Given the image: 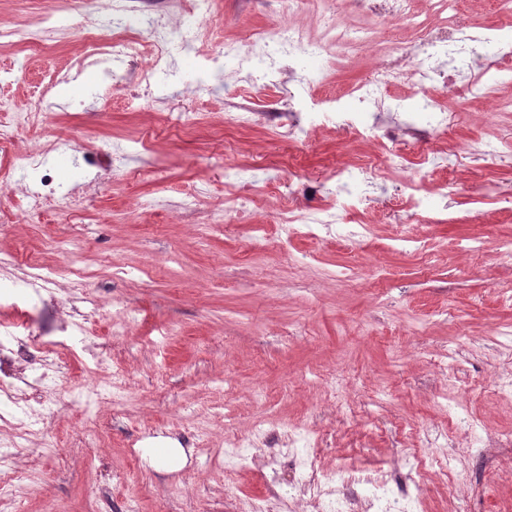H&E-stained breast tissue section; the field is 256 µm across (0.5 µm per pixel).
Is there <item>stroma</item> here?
Listing matches in <instances>:
<instances>
[{
  "label": "stroma",
  "mask_w": 512,
  "mask_h": 512,
  "mask_svg": "<svg viewBox=\"0 0 512 512\" xmlns=\"http://www.w3.org/2000/svg\"><path fill=\"white\" fill-rule=\"evenodd\" d=\"M46 7L0 0V27L42 31ZM90 9L89 0H64L66 27L47 35L41 52L0 49V98L32 103L51 75H72L43 124L20 130L13 152H0V254L14 260L0 279H22L33 260L68 265L55 245L80 241L78 265L99 304L88 333L108 347L92 370L79 351L47 353L64 407L14 451L25 512H240L242 499L264 493L271 479L293 484L295 469L285 461L260 467L256 448L228 468L225 446L236 434L287 427L323 436L317 454L326 470L351 459L407 469L425 461L424 512H435L444 493L435 463L448 457L461 489L492 486L478 512H512V447L493 449L483 464L467 446L470 420L493 437L512 431V396L498 388L512 368V117L451 98L456 121L446 138L402 144L331 125L286 139L263 118L228 129L225 113L279 111L293 85L256 88L229 60L202 91L164 79L149 98L112 91L99 69L76 67L86 47L70 32ZM277 10V0H216L204 50L247 42ZM376 58L372 49L338 68L325 56L298 58V72L323 78L303 97L345 92ZM183 112L196 113L197 123L182 127ZM54 137L73 148L48 155L49 174L88 190L30 215L12 155L42 150ZM485 141L500 149L483 171L500 187L491 197L474 185L470 159ZM446 147L460 162L425 175L449 189L428 199L438 221L424 253L396 236L409 218L392 179L374 183L381 206L357 215L363 230L352 238L323 229L283 243L270 192L230 229L212 223L224 207L228 167L250 170L258 188L294 167L299 190L319 205L332 189H310L308 178L332 165ZM117 148L126 158L116 169ZM194 191L199 205L182 209L181 197ZM146 195L163 208L139 210ZM91 375L119 381L124 400L76 403ZM161 443L184 448L185 466L152 467L144 450Z\"/></svg>",
  "instance_id": "35a3bbf8"
}]
</instances>
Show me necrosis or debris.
I'll list each match as a JSON object with an SVG mask.
<instances>
[{
    "instance_id": "4bbe7bcc",
    "label": "necrosis or debris",
    "mask_w": 512,
    "mask_h": 512,
    "mask_svg": "<svg viewBox=\"0 0 512 512\" xmlns=\"http://www.w3.org/2000/svg\"><path fill=\"white\" fill-rule=\"evenodd\" d=\"M356 16L354 24L342 26L333 16H325L320 36H311L300 21L303 8H323L326 0H281V16L247 46L233 42L203 55L196 71L183 73L174 65L175 52L196 51L208 37L206 21L214 0H185L175 22L145 16L140 0H110L108 7L119 30L111 43L95 40L94 24L80 34L92 54L133 64L132 73L112 75L113 88L126 86L128 80L149 86L168 77L195 88H203V74L222 70L225 60H234L251 83L267 85L280 75L302 87L313 84V77L299 74L295 61L304 54L328 55L333 65L358 57L369 47H383V57L368 78L352 86L348 98L355 109L343 101H325L324 110L338 124L353 127L368 140L407 135L413 138L439 139L448 132L446 102L455 96L468 103L485 105L495 113L512 114V96L501 95L502 87L512 85V0H497L498 18L486 24L474 20L464 9V0H425L418 9L417 0H349ZM150 63L138 64L141 56ZM411 87L409 97L393 95L395 86ZM402 154L391 152L379 163L356 162L331 168L325 181L336 186V203L329 207H302L293 186V174L279 180L275 194L279 200L278 220L286 235L315 233L318 227L345 225L354 214L370 210L374 197L371 176L376 171L394 173L404 170ZM59 322L54 339L49 331L27 322L22 328L0 325V369L15 366L25 373L31 362L28 350L34 340H42L44 349L66 346L73 338L85 335L86 318L73 306L57 304ZM34 394L17 389L13 383L0 384V402L9 407V424L16 439H25L44 413L58 410L55 379L49 372L37 378ZM298 496L306 512H390L398 504L400 512H414L416 502L406 494L407 482L390 470L375 477L361 466L345 464L336 471H323L317 463L315 448L304 449L297 463Z\"/></svg>"
}]
</instances>
